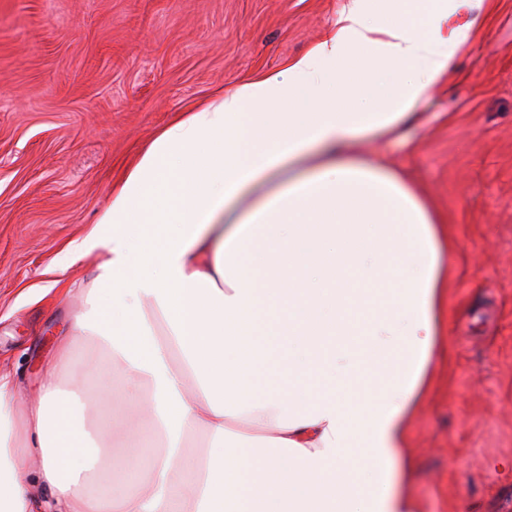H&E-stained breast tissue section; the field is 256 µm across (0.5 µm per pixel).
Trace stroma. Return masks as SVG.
<instances>
[{
    "mask_svg": "<svg viewBox=\"0 0 512 512\" xmlns=\"http://www.w3.org/2000/svg\"><path fill=\"white\" fill-rule=\"evenodd\" d=\"M346 0H0V373L34 390L98 261H73L165 126L309 50ZM482 14L387 160L448 233L430 391L408 426L418 512H512V0ZM74 294H66V287Z\"/></svg>",
    "mask_w": 512,
    "mask_h": 512,
    "instance_id": "35a3bbf8",
    "label": "stroma"
}]
</instances>
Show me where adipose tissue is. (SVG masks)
I'll use <instances>...</instances> for the list:
<instances>
[{"instance_id": "obj_1", "label": "adipose tissue", "mask_w": 512, "mask_h": 512, "mask_svg": "<svg viewBox=\"0 0 512 512\" xmlns=\"http://www.w3.org/2000/svg\"><path fill=\"white\" fill-rule=\"evenodd\" d=\"M447 19L348 0L307 53L159 131L70 249L105 257L35 397L0 375V512H414L392 467L445 334L448 237L352 143L447 77ZM75 338L110 349L80 393ZM100 354V350L76 339L70 348L64 364L61 382L67 389L79 388L84 382V372L90 362Z\"/></svg>"}]
</instances>
